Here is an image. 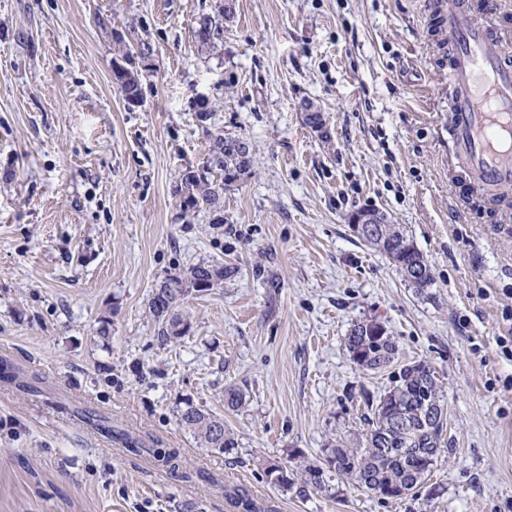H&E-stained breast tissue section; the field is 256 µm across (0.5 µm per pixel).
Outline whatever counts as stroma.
<instances>
[{"label":"stroma","instance_id":"obj_1","mask_svg":"<svg viewBox=\"0 0 512 512\" xmlns=\"http://www.w3.org/2000/svg\"><path fill=\"white\" fill-rule=\"evenodd\" d=\"M214 5L0 0V359L43 388L0 382V512H238L233 490L261 512H512V209L451 182L448 38L428 0H236L208 49L195 19ZM142 42L132 109L112 67ZM219 131L253 166L214 224L175 189ZM363 209L405 228L430 285L357 236ZM201 262L235 273L188 292L189 333L161 342L148 299ZM365 319L398 364L436 371L446 447L427 484L402 499L273 485L259 460L300 473L335 440L355 447L391 387L347 350ZM187 402L223 415L237 448L198 447L177 424Z\"/></svg>","mask_w":512,"mask_h":512}]
</instances>
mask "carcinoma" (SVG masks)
Returning a JSON list of instances; mask_svg holds the SVG:
<instances>
[{"label": "carcinoma", "mask_w": 512, "mask_h": 512, "mask_svg": "<svg viewBox=\"0 0 512 512\" xmlns=\"http://www.w3.org/2000/svg\"><path fill=\"white\" fill-rule=\"evenodd\" d=\"M233 11L219 0L215 11L196 17L194 36L203 47H215L224 34V21ZM113 67V77L125 100L142 99L138 71L130 55ZM252 166L248 143L241 137L219 131L213 135L208 152L197 167L179 175L176 195L185 214L205 211L211 223H224V192ZM375 234L366 242L394 262L403 278L416 288L431 282V269L413 240L398 224H376ZM234 272L230 266L202 262L181 276L169 278L152 292L149 312L158 325V336L169 341L188 333L190 323L180 312V302L188 290L207 292ZM346 346L354 363L367 370H382L397 359V345L386 326L374 319L353 324ZM443 403L434 370L425 361L405 364L395 385L372 402H367V429L357 448L340 442L324 449L323 462L305 469L304 483L315 489L325 487V471L365 488L379 497L393 499L422 487L441 451L447 416H439L436 404ZM177 423L193 435L202 448L229 452L238 446L233 433L224 426V417L192 403L177 411ZM130 451H147L165 458L178 468V453L171 449H144L138 442L117 433ZM259 466L267 480L283 488L294 485L287 467L273 460Z\"/></svg>", "instance_id": "obj_1"}]
</instances>
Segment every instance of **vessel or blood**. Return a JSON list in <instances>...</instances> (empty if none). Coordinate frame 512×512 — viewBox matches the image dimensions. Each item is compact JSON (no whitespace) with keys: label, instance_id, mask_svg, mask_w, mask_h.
I'll use <instances>...</instances> for the list:
<instances>
[{"label":"vessel or blood","instance_id":"b4317fda","mask_svg":"<svg viewBox=\"0 0 512 512\" xmlns=\"http://www.w3.org/2000/svg\"><path fill=\"white\" fill-rule=\"evenodd\" d=\"M439 24L452 48L449 130L469 185L512 188V32L454 0Z\"/></svg>","mask_w":512,"mask_h":512}]
</instances>
